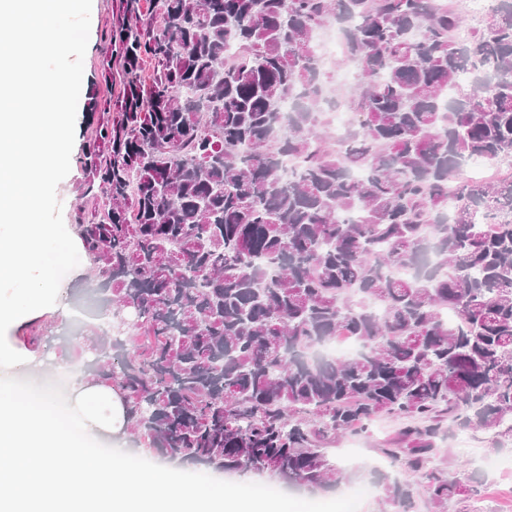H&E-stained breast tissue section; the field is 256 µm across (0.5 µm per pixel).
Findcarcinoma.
I'll list each match as a JSON object with an SVG mask.
<instances>
[{
	"mask_svg": "<svg viewBox=\"0 0 512 512\" xmlns=\"http://www.w3.org/2000/svg\"><path fill=\"white\" fill-rule=\"evenodd\" d=\"M333 23L359 84L331 151L312 33ZM464 24L450 0H119L74 227L113 293L83 371L147 452L337 489L327 445L388 415L382 452L435 512L480 492L432 461L456 432L512 441V168L465 174L512 161V0ZM337 336L359 354H315ZM375 476L415 512L408 478Z\"/></svg>",
	"mask_w": 512,
	"mask_h": 512,
	"instance_id": "obj_1",
	"label": "carcinoma"
}]
</instances>
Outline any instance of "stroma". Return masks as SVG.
Returning <instances> with one entry per match:
<instances>
[{"label":"stroma","instance_id":"1","mask_svg":"<svg viewBox=\"0 0 512 512\" xmlns=\"http://www.w3.org/2000/svg\"><path fill=\"white\" fill-rule=\"evenodd\" d=\"M116 10V0H92L90 15V34L83 61L84 73L78 102L75 124V142L71 153L70 171L58 184L56 194L62 205V217L65 226H72L73 212L79 203V185L83 173L79 164L81 149L91 134L92 117L90 102L93 98H102L107 89L100 79L102 64L101 36L112 21ZM65 302L69 307L90 308L112 296L111 291L102 290L90 277V262L81 259L79 265L62 280ZM95 328L92 322L77 324L62 319L55 311L43 313L38 319L28 322L16 330L18 345L28 346L29 339L38 334L50 336L48 345L53 352L73 353L77 346L83 345L86 338L92 336ZM399 424L387 417L376 419L367 433L345 435L329 445L328 453L347 470L356 472L357 477L349 487L330 490H298L299 498L313 501H328L345 496L348 490H364L365 495L358 512H378V502L383 496L379 484L370 477L371 467L389 471L405 470V462L394 463L387 458L382 447L389 438L395 437ZM450 512H512V476H491L484 483L477 500H467L451 507Z\"/></svg>","mask_w":512,"mask_h":512}]
</instances>
